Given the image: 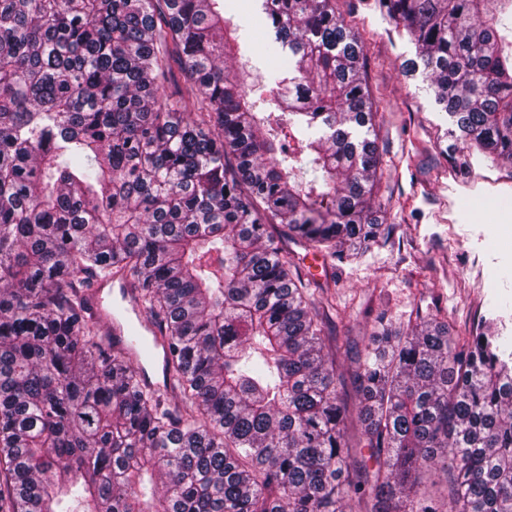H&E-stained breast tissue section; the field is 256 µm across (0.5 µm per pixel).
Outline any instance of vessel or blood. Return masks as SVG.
Returning a JSON list of instances; mask_svg holds the SVG:
<instances>
[{"label": "vessel or blood", "instance_id": "vessel-or-blood-1", "mask_svg": "<svg viewBox=\"0 0 512 512\" xmlns=\"http://www.w3.org/2000/svg\"><path fill=\"white\" fill-rule=\"evenodd\" d=\"M90 306L104 325L106 335L131 360H138L141 343L161 346L154 327L145 323L132 299V291L123 278L116 277L98 283L90 299Z\"/></svg>", "mask_w": 512, "mask_h": 512}]
</instances>
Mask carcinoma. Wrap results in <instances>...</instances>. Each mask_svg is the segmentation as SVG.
Here are the masks:
<instances>
[{"instance_id": "cac0c4a2", "label": "carcinoma", "mask_w": 512, "mask_h": 512, "mask_svg": "<svg viewBox=\"0 0 512 512\" xmlns=\"http://www.w3.org/2000/svg\"><path fill=\"white\" fill-rule=\"evenodd\" d=\"M376 4L454 140L512 165V0ZM263 10L288 76L259 113L224 0H0V512H512V336L488 322L377 318L348 434L332 294L279 239L354 260L385 233L364 45L332 0ZM117 272L167 393L89 312Z\"/></svg>"}]
</instances>
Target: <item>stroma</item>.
Returning a JSON list of instances; mask_svg holds the SVG:
<instances>
[{
  "label": "stroma",
  "mask_w": 512,
  "mask_h": 512,
  "mask_svg": "<svg viewBox=\"0 0 512 512\" xmlns=\"http://www.w3.org/2000/svg\"><path fill=\"white\" fill-rule=\"evenodd\" d=\"M225 11L240 55L228 73L247 63L259 74L257 98H269L265 76L277 62L262 0H237ZM358 33L366 56L365 81L377 112L380 220L388 239L360 259L326 262L303 243H289L307 278L327 285L338 310L328 326L344 352L337 373L341 399L356 410L353 354L365 344L378 315L403 323L415 310L447 311L459 332L481 319L497 320L512 336V166L478 152L466 169L449 160L454 124L437 104L423 74L419 48L373 0H335Z\"/></svg>",
  "instance_id": "35a3bbf8"
}]
</instances>
